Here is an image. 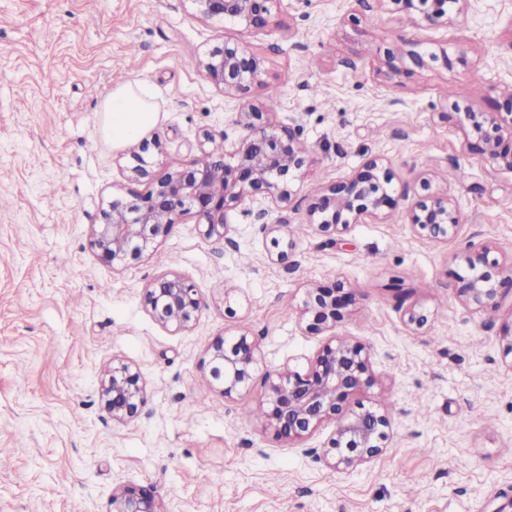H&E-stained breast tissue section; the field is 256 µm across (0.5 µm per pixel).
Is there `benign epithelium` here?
I'll list each match as a JSON object with an SVG mask.
<instances>
[{
    "mask_svg": "<svg viewBox=\"0 0 512 512\" xmlns=\"http://www.w3.org/2000/svg\"><path fill=\"white\" fill-rule=\"evenodd\" d=\"M197 17L234 22L246 31L269 26L272 11L280 0H189ZM411 18L430 23L462 13L463 0H390ZM200 66L205 76L226 93L247 94L260 82L264 60L241 42H224L208 52ZM507 115L483 112L471 104L456 106L477 136L467 150L489 162L512 170V94ZM233 124L237 138L229 149L217 154L212 144L227 140L226 133L205 132L200 154L188 164L166 172L152 169L156 138H141L125 153L126 169L135 178H148L152 188L128 200H113L102 210V222L93 225L89 245L104 263L128 266L170 233L182 217L191 215L208 237H225L226 207L246 197L263 196L276 207L286 208L295 181L300 178L309 149L301 139L302 125L292 118L275 125L266 106L246 104L236 113ZM390 178L378 161L365 163L355 177L327 186L308 209V216L320 231L343 237L350 225L366 217L382 218L397 206L388 192ZM428 194L407 207L409 223L422 237L448 240L456 236L462 213L447 195L431 191L429 179L420 178ZM273 251L276 263L288 260L294 244L288 239V222H266L256 229ZM469 268L479 275L467 280L459 296L466 305L478 308L499 306L497 277L512 284V262L489 258V250L472 251ZM352 295L344 285L308 288L301 308V320L311 334L336 326ZM145 305L152 317L172 332L189 329L204 300L193 282L175 273L163 274L146 288ZM207 372L231 398L247 390L259 370L258 344L246 335L215 339L210 348ZM268 397L265 420L275 435L300 440L325 423L334 424L329 447L305 448L303 452L320 459L331 456L337 470H353L379 456L392 428L388 411L379 404L348 407L349 399L368 391L375 378L370 368V347L360 341L334 339L325 343L303 369L289 366L266 374ZM99 397L112 420H136L147 402L146 385L139 370L122 360L102 375ZM112 512H159L151 491L127 487L112 496Z\"/></svg>",
    "mask_w": 512,
    "mask_h": 512,
    "instance_id": "benign-epithelium-1",
    "label": "benign epithelium"
}]
</instances>
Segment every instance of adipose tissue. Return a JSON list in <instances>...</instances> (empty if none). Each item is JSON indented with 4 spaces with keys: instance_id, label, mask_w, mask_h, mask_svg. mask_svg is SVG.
<instances>
[{
    "instance_id": "ef3b65f1",
    "label": "adipose tissue",
    "mask_w": 512,
    "mask_h": 512,
    "mask_svg": "<svg viewBox=\"0 0 512 512\" xmlns=\"http://www.w3.org/2000/svg\"><path fill=\"white\" fill-rule=\"evenodd\" d=\"M106 131L113 143L125 144L143 134L157 119L143 87L128 86L113 92L104 106Z\"/></svg>"
}]
</instances>
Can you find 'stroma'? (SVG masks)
<instances>
[{"mask_svg": "<svg viewBox=\"0 0 512 512\" xmlns=\"http://www.w3.org/2000/svg\"><path fill=\"white\" fill-rule=\"evenodd\" d=\"M227 40L265 59L242 100L198 67ZM389 50L405 56L399 71ZM1 69L0 512H108L124 486L152 489L161 512H512L501 338L512 312L457 295L468 247L512 261V170L466 150L456 112L496 111L512 93V0H469L441 24L390 0H282L260 32L197 19L189 0H0ZM129 85L148 87L159 110L162 168L195 159L203 131L236 139L242 101L276 99V123L301 117L311 154L289 208L247 198L227 210L225 238L187 216L127 267L102 263L89 247L102 208L151 187L130 179L102 132L104 102ZM373 158L392 195H415L423 173L447 192L463 215L456 238L419 236L401 206L328 244L310 204ZM261 216L306 225L287 263L269 262ZM169 272L205 302L180 333L144 301ZM337 283L354 295L343 319L306 332L305 290ZM411 308L428 317L422 333L403 321ZM239 334L256 340L265 371L305 367L335 337L366 343V397L392 416L383 453L338 471L307 454L328 446L333 425L291 442L264 418L240 422V406H263L262 379L227 398L206 372L211 343ZM115 358L146 382L128 424L98 395Z\"/></svg>", "mask_w": 512, "mask_h": 512, "instance_id": "stroma-1", "label": "stroma"}]
</instances>
